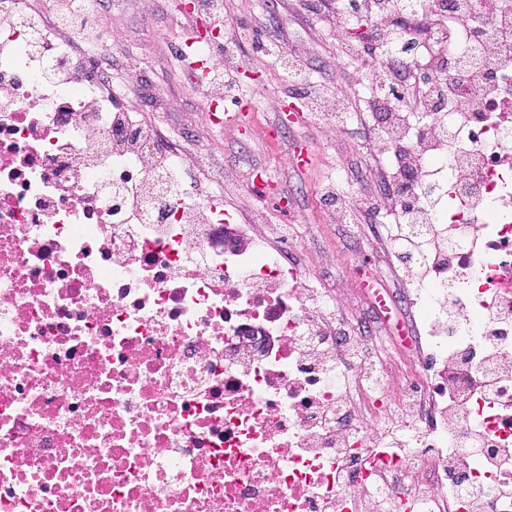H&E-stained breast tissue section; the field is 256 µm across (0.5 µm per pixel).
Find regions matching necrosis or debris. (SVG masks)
<instances>
[{"label": "necrosis or debris", "instance_id": "obj_1", "mask_svg": "<svg viewBox=\"0 0 512 512\" xmlns=\"http://www.w3.org/2000/svg\"><path fill=\"white\" fill-rule=\"evenodd\" d=\"M436 53L426 119L366 81L413 166L394 236L421 351L400 384L334 291L219 214L132 104L103 105L78 0H0V512H503L512 498V0H374ZM407 428L383 457V428Z\"/></svg>", "mask_w": 512, "mask_h": 512}]
</instances>
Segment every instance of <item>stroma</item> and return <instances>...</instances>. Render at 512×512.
I'll return each mask as SVG.
<instances>
[{"label":"stroma","mask_w":512,"mask_h":512,"mask_svg":"<svg viewBox=\"0 0 512 512\" xmlns=\"http://www.w3.org/2000/svg\"><path fill=\"white\" fill-rule=\"evenodd\" d=\"M222 2L223 34L238 46L227 66L236 95L224 109L248 111L249 129L210 121L213 93L196 84L180 60L193 21L177 0H104L107 28L121 39L112 50L113 98L137 102L140 119L176 147L184 166L204 161L200 179L230 223L263 234L279 249L297 248L310 268L308 286L335 290L342 307L354 314L357 331L393 355L401 374L412 375L414 344L391 335L362 286L366 277L377 278L393 318L408 317L383 183L393 154L362 118L370 57H343L336 40L343 17L331 7L312 10L313 0ZM270 48L284 49L300 62L301 81L287 80L267 56ZM322 90L338 97L343 114L306 111L298 122H284V103ZM301 151L310 156L308 166L292 162ZM259 172L268 182L262 194L252 190ZM336 179L349 196L341 215L321 196Z\"/></svg>","instance_id":"1"}]
</instances>
